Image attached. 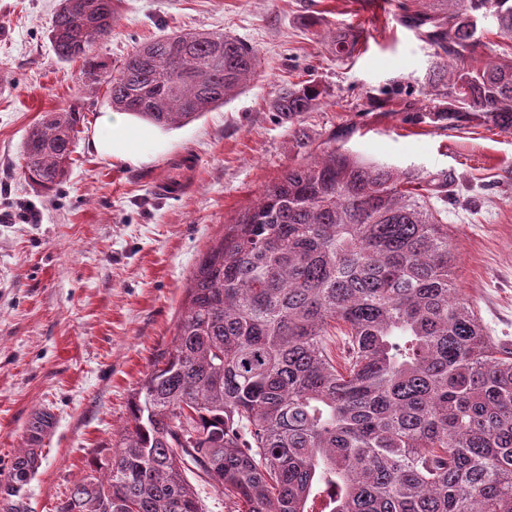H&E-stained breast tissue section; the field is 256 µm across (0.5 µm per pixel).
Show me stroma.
Segmentation results:
<instances>
[{
	"label": "stroma",
	"instance_id": "1",
	"mask_svg": "<svg viewBox=\"0 0 512 512\" xmlns=\"http://www.w3.org/2000/svg\"><path fill=\"white\" fill-rule=\"evenodd\" d=\"M58 2L0 0V512H57L91 457L111 456L133 390L171 347L200 258L311 153L340 145L403 171L447 174L457 285L487 335L512 349V129L433 118L458 71L499 56L495 32L466 58L443 60L402 22L427 0H392L386 12L372 0H122L95 48L107 66L183 30L227 32L259 57L245 89L161 130L160 150L131 165L90 145L112 105L105 90L83 86L80 62L55 55ZM354 24L369 29L368 42L339 54L336 36ZM290 84L319 93L292 122L274 109ZM75 105L68 178L37 193L22 142L41 115ZM185 153L197 163L189 190L156 195L154 182ZM24 450L36 461L19 486L10 472Z\"/></svg>",
	"mask_w": 512,
	"mask_h": 512
}]
</instances>
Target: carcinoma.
<instances>
[{
	"instance_id": "1",
	"label": "carcinoma",
	"mask_w": 512,
	"mask_h": 512,
	"mask_svg": "<svg viewBox=\"0 0 512 512\" xmlns=\"http://www.w3.org/2000/svg\"><path fill=\"white\" fill-rule=\"evenodd\" d=\"M488 19L508 50L460 70L433 116L508 130L512 0H433L403 22L463 58ZM115 23L114 0H60L52 48L82 60L112 108L160 127L223 104L258 62L232 35L198 31L161 35L109 70L94 47ZM317 97L293 85L274 107L292 121ZM79 122L72 109L29 128L23 174L36 190L66 180ZM447 198L443 175L341 148L289 167L203 255L112 459L57 512H203L189 466L234 512H512V351L453 281ZM338 326L341 369L324 341Z\"/></svg>"
}]
</instances>
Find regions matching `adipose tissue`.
I'll return each mask as SVG.
<instances>
[{"label":"adipose tissue","instance_id":"1","mask_svg":"<svg viewBox=\"0 0 512 512\" xmlns=\"http://www.w3.org/2000/svg\"><path fill=\"white\" fill-rule=\"evenodd\" d=\"M154 138L151 129H130L124 114L107 112L99 118L91 142L99 156L135 165L147 160L143 146Z\"/></svg>","mask_w":512,"mask_h":512}]
</instances>
